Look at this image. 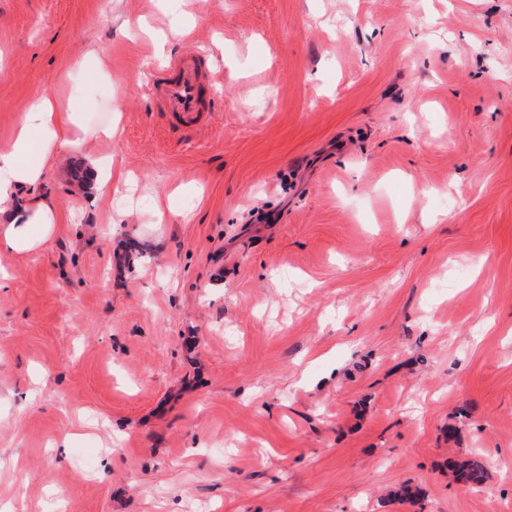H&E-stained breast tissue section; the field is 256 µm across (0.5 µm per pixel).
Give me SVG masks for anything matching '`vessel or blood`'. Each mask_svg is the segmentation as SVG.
I'll return each instance as SVG.
<instances>
[{
  "instance_id": "b4317fda",
  "label": "vessel or blood",
  "mask_w": 512,
  "mask_h": 512,
  "mask_svg": "<svg viewBox=\"0 0 512 512\" xmlns=\"http://www.w3.org/2000/svg\"><path fill=\"white\" fill-rule=\"evenodd\" d=\"M212 79L199 55L187 53L169 62L166 76L150 84L147 94L182 126L194 129L203 123V86Z\"/></svg>"
}]
</instances>
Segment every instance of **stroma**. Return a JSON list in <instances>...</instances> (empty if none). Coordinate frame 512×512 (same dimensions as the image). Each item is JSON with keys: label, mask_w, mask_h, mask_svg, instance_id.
Returning <instances> with one entry per match:
<instances>
[{"label": "stroma", "mask_w": 512, "mask_h": 512, "mask_svg": "<svg viewBox=\"0 0 512 512\" xmlns=\"http://www.w3.org/2000/svg\"><path fill=\"white\" fill-rule=\"evenodd\" d=\"M43 95L119 134L0 252V512H512V0H0V150ZM166 71L167 76L147 87V94L163 112L171 113L182 126L194 130L203 123V86L212 82L213 73L203 70L200 56L194 53L171 60ZM450 471L455 480L475 486H480L485 478L483 464L473 458L453 461L450 465Z\"/></svg>", "instance_id": "stroma-1"}]
</instances>
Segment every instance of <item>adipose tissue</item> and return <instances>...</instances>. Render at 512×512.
<instances>
[{"instance_id": "1", "label": "adipose tissue", "mask_w": 512, "mask_h": 512, "mask_svg": "<svg viewBox=\"0 0 512 512\" xmlns=\"http://www.w3.org/2000/svg\"><path fill=\"white\" fill-rule=\"evenodd\" d=\"M75 113L60 111L56 100L43 96L22 110L14 142L0 154V250L25 254L41 248L54 234L57 217L46 202L19 206L21 189L42 185L48 159L85 133ZM112 140L117 128L107 123L87 131Z\"/></svg>"}]
</instances>
